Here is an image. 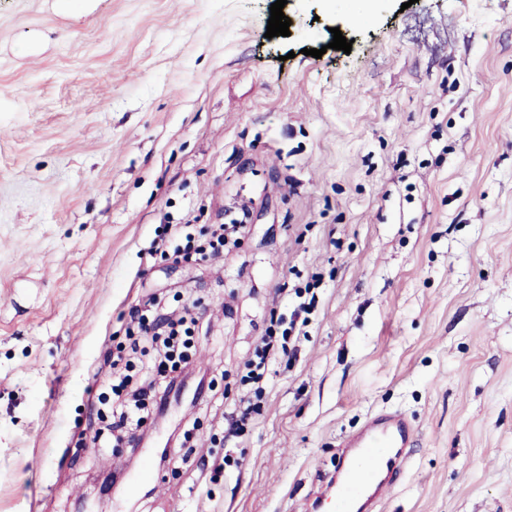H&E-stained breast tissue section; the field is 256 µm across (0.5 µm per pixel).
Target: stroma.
Returning a JSON list of instances; mask_svg holds the SVG:
<instances>
[{
    "instance_id": "35a3bbf8",
    "label": "stroma",
    "mask_w": 512,
    "mask_h": 512,
    "mask_svg": "<svg viewBox=\"0 0 512 512\" xmlns=\"http://www.w3.org/2000/svg\"><path fill=\"white\" fill-rule=\"evenodd\" d=\"M273 2L0 0V512H307L382 408L418 438L381 512H512V0H287L269 39ZM233 220L219 258L145 256ZM151 298L211 385L93 447ZM307 308L305 302L298 304L288 323V329H284L281 336H277V329L273 327L275 323L271 320L270 326L266 329L265 336H261L260 342L254 348L251 358L244 364L245 374L242 376L243 382L258 385L256 390L260 389L259 383L264 381L272 364L278 361L281 354H286V348L281 339L285 340L287 336L289 339L293 335L297 329L300 314H306ZM254 412V404L250 398H241L234 403V410L228 419L224 433L232 436L240 435L249 424Z\"/></svg>"
}]
</instances>
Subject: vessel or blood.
<instances>
[{
	"label": "vessel or blood",
	"instance_id": "vessel-or-blood-1",
	"mask_svg": "<svg viewBox=\"0 0 512 512\" xmlns=\"http://www.w3.org/2000/svg\"><path fill=\"white\" fill-rule=\"evenodd\" d=\"M413 437L411 423L398 411L373 413L359 432L343 437L330 512H371L397 475L396 465L403 461Z\"/></svg>",
	"mask_w": 512,
	"mask_h": 512
}]
</instances>
